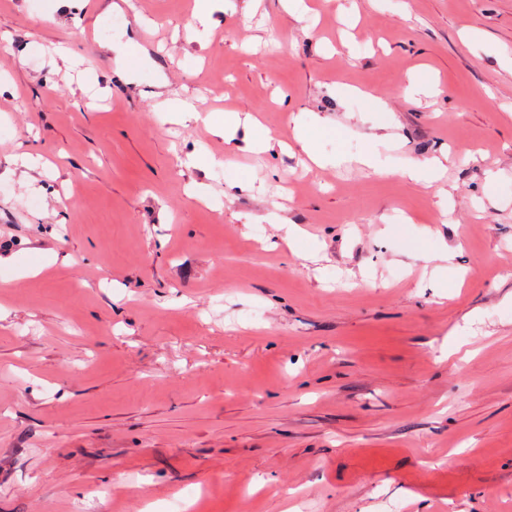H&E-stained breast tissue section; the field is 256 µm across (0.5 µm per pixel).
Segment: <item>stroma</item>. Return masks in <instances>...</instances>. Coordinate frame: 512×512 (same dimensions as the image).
<instances>
[{
  "label": "stroma",
  "mask_w": 512,
  "mask_h": 512,
  "mask_svg": "<svg viewBox=\"0 0 512 512\" xmlns=\"http://www.w3.org/2000/svg\"><path fill=\"white\" fill-rule=\"evenodd\" d=\"M199 2L0 0V512H512V0ZM217 132L224 134V141L227 143L233 142L256 153L268 150L264 138L256 134L254 120L249 114L243 118L237 112L225 114L224 122L218 127ZM444 169L442 160L437 157L425 160L409 159L403 166L401 173L415 183H429L438 178Z\"/></svg>",
  "instance_id": "1"
}]
</instances>
